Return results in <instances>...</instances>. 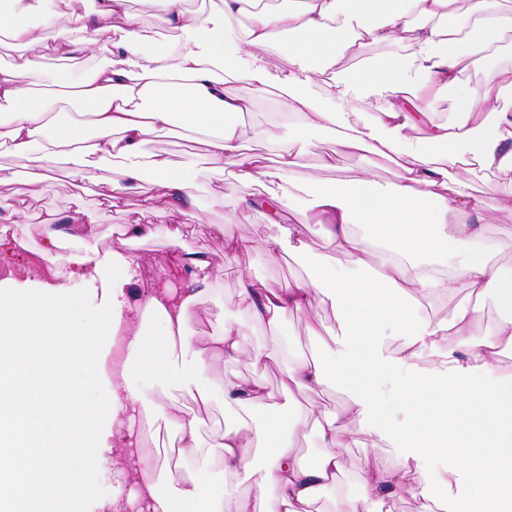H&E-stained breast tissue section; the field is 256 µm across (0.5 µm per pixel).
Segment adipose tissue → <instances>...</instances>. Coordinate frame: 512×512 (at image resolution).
<instances>
[{
  "instance_id": "1",
  "label": "adipose tissue",
  "mask_w": 512,
  "mask_h": 512,
  "mask_svg": "<svg viewBox=\"0 0 512 512\" xmlns=\"http://www.w3.org/2000/svg\"><path fill=\"white\" fill-rule=\"evenodd\" d=\"M152 2L161 23L178 32L175 44L152 42L129 0H100L96 12L78 17V38L53 23L25 20L26 11L48 0H26L19 11L0 14V34L21 50L0 66V150L20 159L35 182L65 161L75 187L105 186L104 200L117 210L128 190H138L153 221L129 225V240L164 238L172 269L189 271L192 283L145 293L138 316L124 321L136 257L122 245L93 248L94 226L80 217L45 214L42 256L57 284L0 287V512H311L336 483L351 423L381 420L373 391L389 377L405 420L396 434L400 447L409 460L436 456L447 464L430 478L368 454L351 512H379L386 500L406 495L425 497L426 512H512V379L497 376L501 348L512 347V313L474 335L487 296L512 310V276L489 257L484 203L467 181L474 165L497 175V206L512 212V108L503 102L512 91V65L484 67L512 33V10L491 9L489 0H468L463 10L459 0H282L278 8L251 11L249 0H220L213 18L189 13L185 0ZM239 16L249 20L245 39L228 42L224 24ZM277 44L287 46L290 61L281 77L256 56ZM370 44L406 51L375 61L363 56ZM48 50L71 60L97 57L75 81L86 122L51 112L53 91L33 94ZM346 58L359 59L358 73L342 67ZM226 60L235 72L231 83L216 72ZM466 71L481 74L480 96L462 88ZM316 72L328 76L329 103L309 89ZM434 88L452 91L450 120H435L419 106L420 92ZM272 89L289 124L333 130L321 167L368 151L397 166L396 181L377 189L365 176H302L299 135L274 161L247 153L239 123L226 117L249 112L256 94ZM413 130L419 140H411ZM187 132L196 133L213 168L230 169L240 184L284 185L281 194L241 200L243 211H272V244L304 252L315 230L346 255L342 267L323 265L286 284L238 271L245 313L255 322L277 326L291 314L333 310L336 334L309 322L319 353L289 362L280 393L332 381L348 390L342 412H274L260 381L229 379L224 404L234 421L206 448L198 413L176 412L130 383L131 369L139 368L205 409L211 394L204 377L247 344L244 326L225 321L220 310L214 319L223 329L206 346L187 337L199 288L210 284L214 269L206 256L183 251L182 226L174 221L191 199L189 170L170 154L144 150L150 138ZM294 189L308 196V209L292 211ZM106 268L112 286L91 320L79 299L95 293ZM443 294L453 301L448 315L427 314ZM388 333L398 336L395 347L384 345ZM84 388L99 391L98 400L85 402ZM307 424L319 442L308 462L293 443ZM162 425L178 457L198 461L192 475H176L167 459L148 451L147 439ZM206 454L220 460L219 473L202 464ZM114 468L126 475L129 494L93 499L92 481Z\"/></svg>"
}]
</instances>
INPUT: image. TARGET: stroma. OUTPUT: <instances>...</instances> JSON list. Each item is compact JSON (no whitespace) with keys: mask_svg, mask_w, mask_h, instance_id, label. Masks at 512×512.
Wrapping results in <instances>:
<instances>
[{"mask_svg":"<svg viewBox=\"0 0 512 512\" xmlns=\"http://www.w3.org/2000/svg\"><path fill=\"white\" fill-rule=\"evenodd\" d=\"M275 93L258 95L249 125L243 126L246 146L265 155L288 142L287 126L279 124L275 113ZM308 147L301 158L304 172L324 179L360 177L369 170L371 180L379 186L390 185L396 178V169L387 160L371 154L341 155L335 168L320 169L321 156L332 146L333 134L327 130H303ZM148 151H161L176 157L193 156L196 162L193 219L187 220L182 245L185 250L208 256L217 275L195 307V318L188 326V338L193 346H203L210 334L219 332L213 312L223 307L225 318L245 324L251 347L265 351L267 361L257 363L248 356L225 360L208 375L212 401L205 415L203 435L231 421V411L224 408L222 394L226 380L246 376L264 383L271 392H279L288 362L292 356L315 353L316 347L306 331L308 319L323 322L327 329H335L336 319L327 307L315 309L312 315H291L279 326L268 328L248 322L240 295L236 269L224 265V240L213 232L214 225H223L227 234L241 238L250 248L240 257L241 265L249 268L253 277L285 283L306 277L315 265L322 262L345 263L346 258L334 245L317 233H310V252L297 255L287 246H272L270 231L264 216L257 212H243L240 199L248 195L249 187L238 183L229 172L213 169L206 161L199 143L188 139L156 138L147 145ZM474 192L485 201L486 236L493 245L492 261L503 272H512V213L497 210V179L495 176L473 170L468 175ZM56 211L61 216L80 214L97 227L99 246L117 243L127 224L140 216V196L129 192L123 210L114 211L100 203L96 187L79 191L72 187L65 173L37 184L17 181L0 185V226L9 228L7 242L0 244V283L15 288L49 287L57 282L55 269L41 256L44 228L39 219L44 212ZM134 253L141 257L140 277L148 285H156L161 274L169 271L170 249L160 238L136 242ZM387 383H379L374 400L385 414L384 428L377 429L368 422L355 421L350 427L349 446L343 451V470L340 477L342 494L325 493L318 502L319 512H349L350 498L356 491V478L366 454L380 453L387 461L398 463L402 451L388 434L403 419L399 407L388 395Z\"/></svg>","mask_w":512,"mask_h":512,"instance_id":"1","label":"stroma"}]
</instances>
